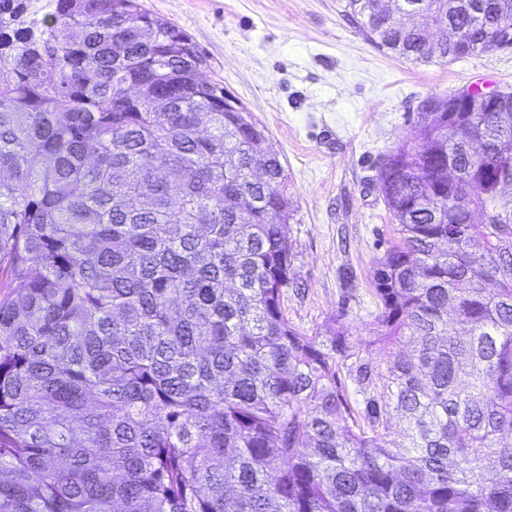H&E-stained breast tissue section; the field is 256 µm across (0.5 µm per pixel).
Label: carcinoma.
<instances>
[{
	"label": "carcinoma",
	"instance_id": "cac0c4a2",
	"mask_svg": "<svg viewBox=\"0 0 512 512\" xmlns=\"http://www.w3.org/2000/svg\"><path fill=\"white\" fill-rule=\"evenodd\" d=\"M374 2L415 62L512 36V0ZM204 65L140 0H0V512H512V94L386 156L351 345L285 319L287 176Z\"/></svg>",
	"mask_w": 512,
	"mask_h": 512
}]
</instances>
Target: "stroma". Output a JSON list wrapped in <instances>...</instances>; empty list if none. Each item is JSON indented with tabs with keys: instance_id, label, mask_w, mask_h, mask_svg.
I'll use <instances>...</instances> for the list:
<instances>
[{
	"instance_id": "1",
	"label": "stroma",
	"mask_w": 512,
	"mask_h": 512,
	"mask_svg": "<svg viewBox=\"0 0 512 512\" xmlns=\"http://www.w3.org/2000/svg\"><path fill=\"white\" fill-rule=\"evenodd\" d=\"M205 55L207 78L243 105L278 153L293 216L289 323L323 331L342 314L362 343L378 312L376 263L398 240L375 188L385 155L412 140L431 97L512 91V49L450 64L411 63L372 45L345 0H143Z\"/></svg>"
}]
</instances>
